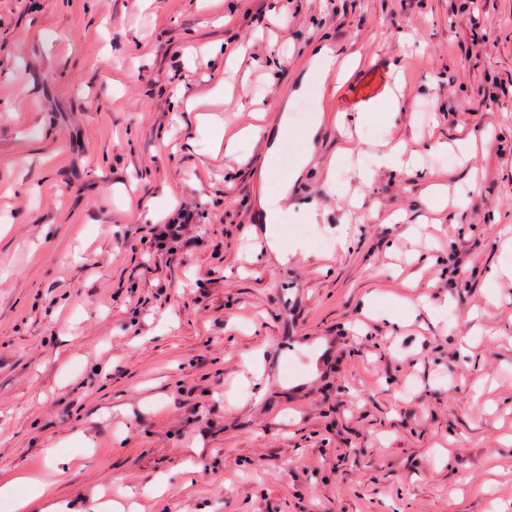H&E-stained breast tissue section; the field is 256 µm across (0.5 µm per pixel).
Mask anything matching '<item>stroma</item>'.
Masks as SVG:
<instances>
[{
  "instance_id": "1",
  "label": "stroma",
  "mask_w": 512,
  "mask_h": 512,
  "mask_svg": "<svg viewBox=\"0 0 512 512\" xmlns=\"http://www.w3.org/2000/svg\"><path fill=\"white\" fill-rule=\"evenodd\" d=\"M324 43L361 66L283 106ZM397 70L390 124L362 94ZM257 109L248 162L215 156L199 115L231 134ZM336 111L360 150L331 190ZM398 140L419 167L362 181ZM171 190L204 213L172 259L142 208ZM263 196L306 243L288 263L260 245ZM510 237L512 0H0V483L63 459L67 512H512ZM415 274L430 308L387 322ZM324 119V110L319 108L316 116L313 119L311 127L304 133L303 139L305 142V148L303 152L296 158L291 167L288 169L287 175L280 179L281 198H285L288 195V189L301 176L304 169L306 168L310 155L314 149V137Z\"/></svg>"
}]
</instances>
